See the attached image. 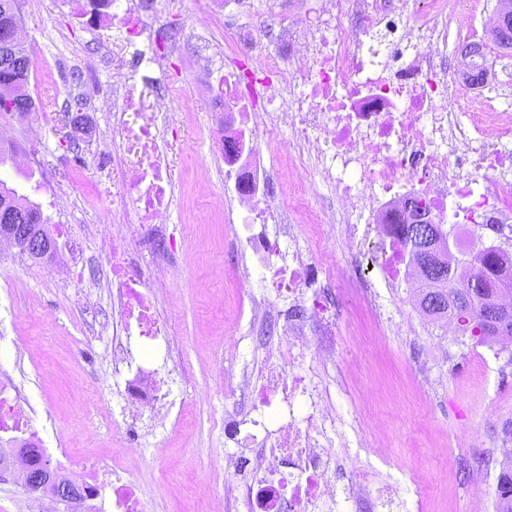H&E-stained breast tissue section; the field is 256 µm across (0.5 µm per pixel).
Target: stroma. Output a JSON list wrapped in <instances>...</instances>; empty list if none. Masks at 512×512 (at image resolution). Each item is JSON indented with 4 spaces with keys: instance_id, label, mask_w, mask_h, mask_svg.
<instances>
[{
    "instance_id": "35a3bbf8",
    "label": "stroma",
    "mask_w": 512,
    "mask_h": 512,
    "mask_svg": "<svg viewBox=\"0 0 512 512\" xmlns=\"http://www.w3.org/2000/svg\"><path fill=\"white\" fill-rule=\"evenodd\" d=\"M22 21L36 48L33 74L45 81L48 111H66L74 98L91 94L79 121L48 126L38 148L42 163L33 170L0 164V178L18 194L42 205L56 196L71 230L86 240L90 266L85 284L94 303L75 309L70 289L54 284L45 261L17 262L0 255V335L12 341L11 355L0 353V366L13 373L37 415L39 445L52 448L56 434L68 436L89 460H122L126 477L145 503L146 512H209L207 499L192 491L194 481L225 482L235 487L229 512H249L240 488L247 469L225 477L234 447L224 431V411L247 406L251 390L243 375L278 344L276 326L258 335L246 311L257 288L255 257L246 241L224 242L222 215L203 204L201 186L222 191L224 179L211 158L206 111L181 121V173L174 187L172 220L164 228L172 277L157 305L175 328L181 358L189 360V378L166 358L157 366L175 403L187 402L193 414L180 420L144 415L127 425L121 414L122 377L110 361L114 345L99 336L102 322H115L117 309L99 282L109 275L100 256L103 216L112 199L95 192L103 162L93 152L95 134L108 129V112L99 105L112 83L100 48L82 23L54 0ZM236 269V277H214L216 267ZM336 301V361L312 367L336 408L338 427L348 447H361L357 461L371 491L399 484L400 497L415 498L421 512H467L470 487L482 479L495 489L498 470L457 467L458 459L477 460L512 436V352L487 356L467 336H451L413 320L412 300L404 291L381 292L376 312L367 311L351 288L332 290ZM223 372V385L214 375ZM388 431L389 457L367 452L374 423ZM354 461V462H357ZM344 461L335 474L345 492L353 464Z\"/></svg>"
}]
</instances>
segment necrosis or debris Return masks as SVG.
<instances>
[{"label":"necrosis or debris","instance_id":"1","mask_svg":"<svg viewBox=\"0 0 512 512\" xmlns=\"http://www.w3.org/2000/svg\"><path fill=\"white\" fill-rule=\"evenodd\" d=\"M74 7L112 61V137L100 148L110 160L99 183L112 195L120 229L101 237L107 283L125 338L128 374L125 419L167 412L164 380L148 359L174 355L178 343L156 306L169 270L160 243L171 218L175 142L163 113L173 98L186 111L206 105L208 138L224 171V190L208 199L227 224H254L248 241L263 265L251 299V320L280 321L281 341L257 372L249 411L224 414L238 457L254 480L245 490L257 512H319L336 499L338 454L329 429L336 418L310 370L298 360L316 340L318 360L335 357L336 311L312 288L340 276L329 249L291 250L301 225L337 229L347 247L373 236L386 249L381 285L420 288L399 256L398 227L410 223L419 199L434 223L481 230L512 225V97L485 92L469 78L474 62L459 44L483 40L492 21L478 0H462V23L447 0H267L268 22H252V0H200L218 36L196 52L202 97L166 76L163 85L139 72H163L153 44L169 0H57ZM287 140L279 162H267L260 142ZM309 175L330 194L316 207L289 171ZM59 241L68 287L81 288L86 245L67 224ZM150 239L156 252L147 276L131 268L134 246ZM35 410L9 374L0 373V456L29 433ZM61 480L81 483L78 512H144L118 462L88 461L61 451Z\"/></svg>","mask_w":512,"mask_h":512}]
</instances>
